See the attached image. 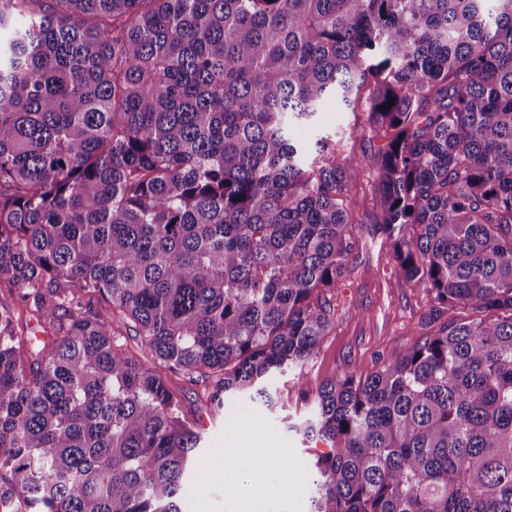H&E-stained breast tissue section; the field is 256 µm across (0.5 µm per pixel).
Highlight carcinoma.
I'll return each instance as SVG.
<instances>
[{
  "label": "carcinoma",
  "mask_w": 512,
  "mask_h": 512,
  "mask_svg": "<svg viewBox=\"0 0 512 512\" xmlns=\"http://www.w3.org/2000/svg\"><path fill=\"white\" fill-rule=\"evenodd\" d=\"M331 100L442 327L314 386L361 224L360 158L294 140ZM2 281L19 512H190L202 433L125 330L216 413L295 372L311 512H512V0H0Z\"/></svg>",
  "instance_id": "1"
}]
</instances>
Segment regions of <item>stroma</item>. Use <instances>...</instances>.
I'll return each mask as SVG.
<instances>
[{"instance_id": "1", "label": "stroma", "mask_w": 512, "mask_h": 512, "mask_svg": "<svg viewBox=\"0 0 512 512\" xmlns=\"http://www.w3.org/2000/svg\"><path fill=\"white\" fill-rule=\"evenodd\" d=\"M364 121L363 112H346L331 102L319 112L315 123L297 127L295 137L311 147L320 135L337 134L336 154L342 157L361 151ZM372 183V177H364L353 190L357 211L364 221L360 246L348 273L333 292L336 318L332 332L306 367L309 380L315 384L347 371L359 377L369 376L401 357L417 337L435 335L440 329L436 323L421 324L420 315L429 301L426 290L400 278L389 243L373 230L378 210ZM167 383L179 395L188 419L197 423L203 433V446L194 466L204 477L190 486L191 512H215L224 504L226 487H243L251 482L252 465L242 461L233 467L225 464L228 441L243 432L261 439L265 446L293 463L286 475L279 467L266 468L257 512H309L311 465L327 446L289 431V422L304 418L309 408L291 375L280 376L272 383L279 399L275 410L258 411L239 403L231 414L221 416L211 411L199 387L173 374L168 375ZM284 478L291 483L285 493L279 489Z\"/></svg>"}]
</instances>
